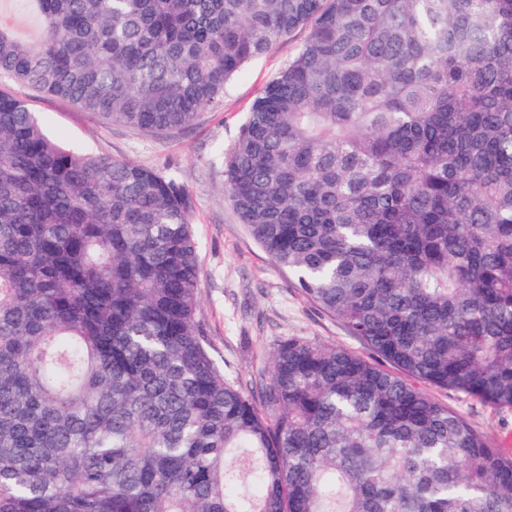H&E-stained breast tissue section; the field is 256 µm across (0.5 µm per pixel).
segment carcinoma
Segmentation results:
<instances>
[{
  "label": "carcinoma",
  "instance_id": "obj_1",
  "mask_svg": "<svg viewBox=\"0 0 512 512\" xmlns=\"http://www.w3.org/2000/svg\"><path fill=\"white\" fill-rule=\"evenodd\" d=\"M23 3L0 76L151 133L308 28L225 189L371 357L290 336L225 379L179 177L0 91V512H512V457L420 387L512 409V0ZM2 5L3 7L1 13L0 0V22L13 25L18 30V32L26 38H35L37 36L36 27L25 18L15 14L11 10L10 3H3Z\"/></svg>",
  "mask_w": 512,
  "mask_h": 512
}]
</instances>
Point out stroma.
I'll return each mask as SVG.
<instances>
[{"label":"stroma","instance_id":"1","mask_svg":"<svg viewBox=\"0 0 512 512\" xmlns=\"http://www.w3.org/2000/svg\"><path fill=\"white\" fill-rule=\"evenodd\" d=\"M305 36V29H297L247 63L225 85L221 110L202 111L196 124L182 131H134L0 78V89L23 97L48 134L61 143L94 156L179 173L193 203L202 285L198 317L210 353L232 380L265 373L272 352L291 336L364 351L336 318L298 292L288 272L274 266L224 190L222 152L233 145L256 96ZM427 391L512 455V410L493 409L433 385Z\"/></svg>","mask_w":512,"mask_h":512}]
</instances>
